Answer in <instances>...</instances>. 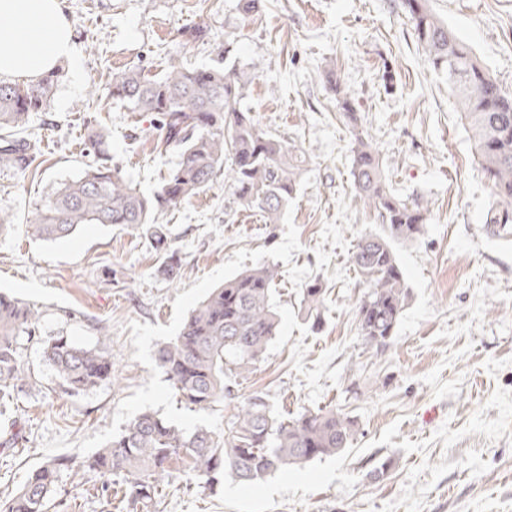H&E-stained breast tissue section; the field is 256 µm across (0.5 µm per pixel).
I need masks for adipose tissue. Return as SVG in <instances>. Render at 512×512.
I'll use <instances>...</instances> for the list:
<instances>
[{
	"instance_id": "adipose-tissue-1",
	"label": "adipose tissue",
	"mask_w": 512,
	"mask_h": 512,
	"mask_svg": "<svg viewBox=\"0 0 512 512\" xmlns=\"http://www.w3.org/2000/svg\"><path fill=\"white\" fill-rule=\"evenodd\" d=\"M75 57L65 0H0V76L35 79Z\"/></svg>"
}]
</instances>
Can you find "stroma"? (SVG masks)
<instances>
[{
	"mask_svg": "<svg viewBox=\"0 0 512 512\" xmlns=\"http://www.w3.org/2000/svg\"><path fill=\"white\" fill-rule=\"evenodd\" d=\"M430 5L512 91V0ZM66 14L77 59L63 63L49 111L30 118L35 160L23 175L0 165V293L40 315L37 336L20 349L30 384L0 398V495L51 458L97 451L146 410L188 431L223 433L237 403L260 391L291 419L325 408L350 417L351 448L214 493L175 478L156 512H512V242L485 226L493 191L401 0H264L250 20L238 0H66ZM196 25L207 39L184 43L182 30ZM231 36L253 75L241 108L307 159L280 223H264L219 175L157 213L164 254L149 231L120 224H87L58 241L31 236L28 213L94 163L92 126L108 131L112 165L143 192L179 161L158 144L155 113L113 100L110 71L206 65ZM330 63L395 192L428 209L423 235L396 247L410 299L377 350L358 336L365 287L351 256L381 220L352 188L350 129L322 76ZM166 255L181 268L177 282L159 271ZM262 263L278 271V335L235 400L185 408L156 365L158 344L211 288ZM312 280L326 298L316 328L299 308ZM58 336L109 353L112 381L67 393L43 358ZM380 462L387 472L376 480ZM103 483L93 472L62 473L49 512H115Z\"/></svg>",
	"mask_w": 512,
	"mask_h": 512,
	"instance_id": "obj_1",
	"label": "stroma"
}]
</instances>
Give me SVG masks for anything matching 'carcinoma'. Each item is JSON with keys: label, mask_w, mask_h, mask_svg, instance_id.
Wrapping results in <instances>:
<instances>
[{"label": "carcinoma", "mask_w": 512, "mask_h": 512, "mask_svg": "<svg viewBox=\"0 0 512 512\" xmlns=\"http://www.w3.org/2000/svg\"><path fill=\"white\" fill-rule=\"evenodd\" d=\"M418 45L466 121L477 163L491 184L490 230L512 224V92L482 64L428 0H403ZM336 108L351 127V177L355 196L382 219V232L359 238L352 264L367 292L356 306L359 336L380 348L394 336L408 304L409 289L393 244L423 234L427 209L397 196L383 158L365 132L350 93L333 68L324 70ZM61 77L55 68L26 83L0 81V164L24 175L33 162L31 145L20 137L34 112L49 111ZM252 74L224 49L202 67L170 63L160 76L137 69L110 73L112 99L132 112H155L160 144L179 150L181 159L159 188L145 194L102 162L61 184L27 218L31 235L56 241L84 224H123L138 230L157 212L204 191L224 172L238 200L257 210L266 224H278L303 175L302 160L267 133L240 107ZM277 271L256 265L224 281L188 314L176 336L160 344L157 365L180 401L205 412L235 398V386L261 361L278 332L272 303ZM325 290L318 282L301 291L300 310L319 321ZM39 313L0 295V387L21 388L30 375L20 360L21 337L33 338ZM45 360L66 390L79 393L112 378L109 354L76 345L64 336L49 342ZM355 422L334 410L307 411L293 420L278 415L260 391L253 392L224 423V436L205 428L188 432L158 413L132 419L105 447L74 463L58 456L35 469L0 512H47L62 472L88 470L116 478L122 499L144 508L163 492L165 478L178 471L188 485L210 491L226 481L251 484L290 467L339 457L352 445Z\"/></svg>", "instance_id": "cac0c4a2"}]
</instances>
